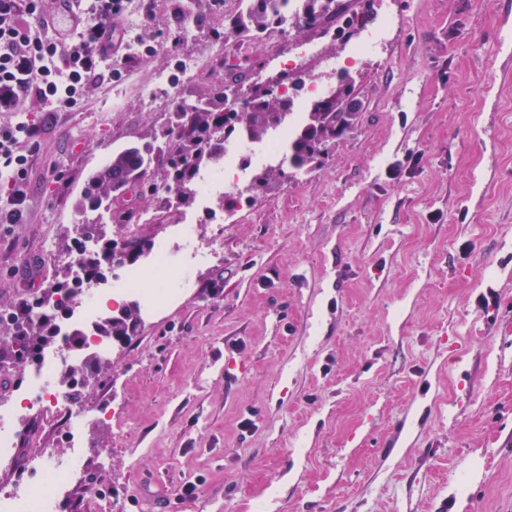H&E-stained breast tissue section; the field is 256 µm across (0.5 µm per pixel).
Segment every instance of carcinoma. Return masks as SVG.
I'll return each instance as SVG.
<instances>
[{
  "mask_svg": "<svg viewBox=\"0 0 512 512\" xmlns=\"http://www.w3.org/2000/svg\"><path fill=\"white\" fill-rule=\"evenodd\" d=\"M244 2L243 11L231 20V29L235 35L249 39H261L285 23L301 31L339 20L343 26L338 32L343 35L357 20L356 15L349 13L344 0H297L294 14L286 20L281 17V11L288 6V0ZM352 84L349 72H341L338 88L318 102L307 113L303 125L288 136L285 159L289 165L298 169L314 162L347 129L354 116L348 111ZM242 89L241 80L235 78L214 89L208 97L173 109L165 125L150 140L131 143L113 153L88 177L77 208L83 212L105 208L112 213L114 223H124L126 211L114 207V203L130 192L156 195L157 184L150 177L156 166L164 170L165 185L175 191L178 204L191 205L197 171L224 156V143L230 137L239 133L250 141H261L270 131L283 128L288 122L292 101L275 93L272 86H259L246 93ZM284 174L283 165H270L255 173L247 191H263ZM82 237L96 241L98 250L85 253ZM152 249L153 246L141 239H115L108 235L103 224L94 221L85 222L80 236L68 237L60 246V252L66 255H79L87 279L102 278L107 266L112 267L115 277L116 270L136 263ZM37 306L38 298L34 297L9 309L8 324L13 328V336L0 338V364L20 357L32 362L54 341L56 323L65 309H51L36 316L33 311ZM137 325V310L126 307L100 322L96 330L122 340L133 335ZM98 364L100 361L93 355L65 369L62 382L71 388V398H76L80 389L90 382L91 367Z\"/></svg>",
  "mask_w": 512,
  "mask_h": 512,
  "instance_id": "cac0c4a2",
  "label": "carcinoma"
}]
</instances>
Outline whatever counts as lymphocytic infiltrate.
I'll return each instance as SVG.
<instances>
[{
  "label": "lymphocytic infiltrate",
  "mask_w": 512,
  "mask_h": 512,
  "mask_svg": "<svg viewBox=\"0 0 512 512\" xmlns=\"http://www.w3.org/2000/svg\"><path fill=\"white\" fill-rule=\"evenodd\" d=\"M128 0H0V112L27 111L31 100L72 109L85 87L109 75L112 33ZM23 119L0 126V223H16L27 202L29 149L44 135Z\"/></svg>",
  "instance_id": "f902f5d3"
}]
</instances>
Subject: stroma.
<instances>
[{
  "label": "stroma",
  "mask_w": 512,
  "mask_h": 512,
  "mask_svg": "<svg viewBox=\"0 0 512 512\" xmlns=\"http://www.w3.org/2000/svg\"><path fill=\"white\" fill-rule=\"evenodd\" d=\"M351 8L384 27L376 49L314 27L236 57L225 5L153 0L123 22L117 78L69 112L30 102L45 134L26 211L0 224L7 307L69 264L86 176L159 130L165 81L185 103L233 77L265 86L311 40L297 77L333 86L327 65L348 64L359 103L317 162L221 221L190 208L198 243L221 249L188 266L173 247L189 287L82 390L101 417L58 512H512V0H392L385 22L379 0ZM17 440L1 486H23L31 450L70 453L31 418Z\"/></svg>",
  "instance_id": "obj_1"
}]
</instances>
